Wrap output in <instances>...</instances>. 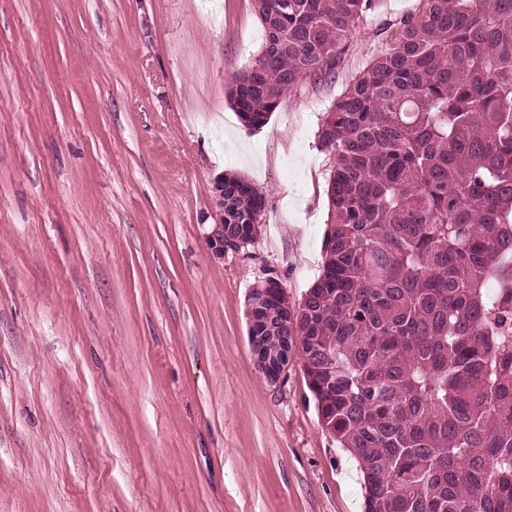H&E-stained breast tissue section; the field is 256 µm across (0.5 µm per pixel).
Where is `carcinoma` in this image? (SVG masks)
<instances>
[{"mask_svg":"<svg viewBox=\"0 0 512 512\" xmlns=\"http://www.w3.org/2000/svg\"><path fill=\"white\" fill-rule=\"evenodd\" d=\"M377 2L255 0L263 49L229 90L241 121L330 78ZM421 3L321 119V273L296 307L271 277L253 289L248 333L300 336L363 512H512V0ZM264 203L224 174L227 237L252 241Z\"/></svg>","mask_w":512,"mask_h":512,"instance_id":"carcinoma-1","label":"carcinoma"}]
</instances>
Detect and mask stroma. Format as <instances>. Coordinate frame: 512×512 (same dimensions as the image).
I'll use <instances>...</instances> for the list:
<instances>
[{
    "label": "stroma",
    "mask_w": 512,
    "mask_h": 512,
    "mask_svg": "<svg viewBox=\"0 0 512 512\" xmlns=\"http://www.w3.org/2000/svg\"><path fill=\"white\" fill-rule=\"evenodd\" d=\"M334 81L245 127L228 89L263 45L255 0H0V512H362L300 358L268 381L246 300L299 304L325 259ZM267 199L213 257L216 176Z\"/></svg>",
    "instance_id": "stroma-1"
}]
</instances>
